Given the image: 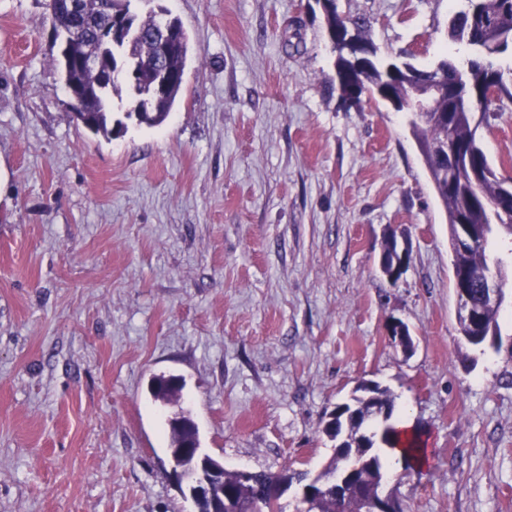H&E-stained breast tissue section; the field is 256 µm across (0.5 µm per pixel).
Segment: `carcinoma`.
Listing matches in <instances>:
<instances>
[{"label":"carcinoma","instance_id":"carcinoma-1","mask_svg":"<svg viewBox=\"0 0 512 512\" xmlns=\"http://www.w3.org/2000/svg\"><path fill=\"white\" fill-rule=\"evenodd\" d=\"M118 10L109 14L102 9V0H53L49 14L51 28L70 45L71 58L54 60L64 78L66 90L74 91L78 100L71 104L72 119L94 135L111 138L120 133L123 123L112 121V93L123 83L131 92L132 110L141 124L149 127L162 125L170 115L180 94L189 53V40L181 22L168 20L182 40L179 51L169 57L157 53L156 44L161 37L156 17L140 18L130 9L131 0H115ZM325 29L329 30L331 44H336L332 29L341 19L332 2L323 6ZM354 30V38L364 48L372 43L366 36L367 22L363 18H344ZM450 36L465 45L467 57L460 63L442 61L437 66L419 69L409 62L380 65L365 58L359 66L345 72V80L369 95L371 99L393 105L399 111L409 109L410 102L422 85L435 82L444 88L437 106L449 114L448 122L421 124L410 121L417 146L446 142L462 153L467 161L451 172L442 162L430 156L424 163L430 172L446 213L450 237H455L461 226L470 224L492 233L501 225L512 233V199L502 196L501 182L480 147L477 134L488 121L492 106H501L503 100L512 102V69L499 64V58L512 54V0H466V7L457 12L450 22ZM87 54L102 58L105 70H123L103 83L91 70L82 67L79 59ZM167 73L168 87L161 96L152 93V84L158 73ZM496 86L499 95L487 97L490 87ZM490 241L463 251L454 250L453 267L471 274L470 294L479 307L483 325L499 332L500 309L484 299L481 276L489 265ZM181 385L174 377L158 376L153 379L155 400L169 404L179 399ZM357 415L343 428L345 443L351 450L361 453L360 444L367 437L363 431L366 417L373 413V405L360 398L354 399ZM373 431L371 444L393 448L399 431L390 423L379 425ZM169 451L175 452L190 441L198 440V428L192 417L182 413L169 420ZM358 469L351 476L347 488L348 512H360L362 504L356 492L369 494L384 483L382 455L379 451L361 458ZM346 461L335 454L321 472L323 487L315 488V495L306 498L305 512H336V497L330 489L336 472L345 468ZM291 474L300 480L302 472H256L243 482L236 471H222L224 486L236 494L240 512H282L280 502L273 499L270 488L280 477Z\"/></svg>","mask_w":512,"mask_h":512}]
</instances>
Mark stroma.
Masks as SVG:
<instances>
[{"label":"stroma","mask_w":512,"mask_h":512,"mask_svg":"<svg viewBox=\"0 0 512 512\" xmlns=\"http://www.w3.org/2000/svg\"><path fill=\"white\" fill-rule=\"evenodd\" d=\"M376 62L445 58L461 0H336ZM190 41L167 121L77 126L49 0H0V512H190L169 420L227 470L317 474L356 385L426 442L384 488L405 512H512V298L464 343L442 202L408 117L331 85L319 0H132ZM512 177V103L482 126ZM408 246L397 284L377 268ZM405 323L412 351L387 335ZM178 402L154 401L159 375ZM151 389L156 401L164 404L176 402L179 399L181 385L178 379L174 377L158 376L153 379ZM169 451L175 452L190 441L199 442L198 428L190 414L182 413L169 420Z\"/></svg>","instance_id":"obj_1"}]
</instances>
